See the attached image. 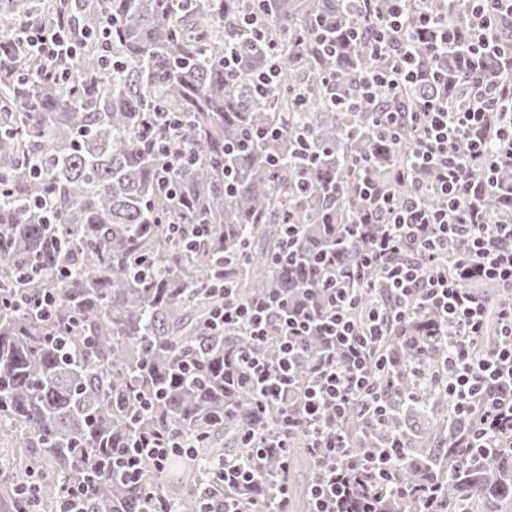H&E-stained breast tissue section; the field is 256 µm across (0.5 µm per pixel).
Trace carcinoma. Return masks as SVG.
Here are the masks:
<instances>
[{
    "instance_id": "carcinoma-1",
    "label": "carcinoma",
    "mask_w": 512,
    "mask_h": 512,
    "mask_svg": "<svg viewBox=\"0 0 512 512\" xmlns=\"http://www.w3.org/2000/svg\"><path fill=\"white\" fill-rule=\"evenodd\" d=\"M423 7L455 35L436 51L434 31L420 30L410 12L424 80L377 96L379 105L463 98L476 59L461 0ZM245 14L280 46L279 75L262 97L252 84L269 64L265 44L242 50L234 74L224 69V22ZM60 15L73 28L111 24L114 66L103 68L87 44L66 83L17 51L7 60L22 82L0 72V185L8 189L0 192V512H59L81 485L91 486L84 512H203L214 466L243 453L250 427L275 426L276 415L256 414L238 383V357L259 351L273 361L281 343L277 335L256 343L247 322L210 333L224 302L217 288L232 289L241 306L268 293L311 302L324 276L320 256L335 255L336 270L346 271L365 251L349 233L366 211L363 178L400 197L420 186L435 207L436 175L402 182L412 133L396 144L368 109L339 103L349 81L388 66L365 38L349 37L365 24L343 0H44L37 9L0 0L9 30ZM326 39L337 44L330 57L320 52ZM478 60L484 76L512 74L502 56ZM159 109L182 120L189 148L173 174L175 196L147 148ZM40 197L55 209H40ZM511 207L512 170L504 169L482 208ZM172 224L189 239L197 224L207 232L188 247ZM287 224L299 232L290 257ZM64 262L72 273L60 279ZM352 287L359 317L385 291L374 268ZM47 293L56 304L43 318L30 304ZM320 351L309 337L296 381L310 376ZM447 352L448 330L434 312L408 315L376 348L396 364L391 418L369 432L355 408L336 428L356 452L404 438L399 474L409 486L435 482L465 512H512V454L496 448L473 465L462 461L450 446L448 398L417 388L413 367L441 371ZM139 433H180L192 459L177 448L166 471L146 462L129 474L124 451ZM313 472L297 434L288 461L265 457L250 489L225 493L262 501L284 482L289 512H310Z\"/></svg>"
}]
</instances>
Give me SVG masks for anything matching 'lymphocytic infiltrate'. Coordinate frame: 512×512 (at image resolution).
I'll return each mask as SVG.
<instances>
[{
  "label": "lymphocytic infiltrate",
  "mask_w": 512,
  "mask_h": 512,
  "mask_svg": "<svg viewBox=\"0 0 512 512\" xmlns=\"http://www.w3.org/2000/svg\"><path fill=\"white\" fill-rule=\"evenodd\" d=\"M417 2L356 0L361 18L372 29L373 51L392 59L390 68L364 77V96L419 81L417 49L405 30L406 15ZM462 3L474 53L493 43L512 58V38L501 41L496 36L504 23L512 21V0ZM17 48L29 58L50 62L49 75L55 81H68L77 47L59 30L44 26L21 30ZM473 84L475 93L456 107L424 98L407 117L383 108L374 114V124L392 139H399L403 126L411 127L410 166L404 174L409 177L419 168H437L441 199L431 208L416 192L400 199L383 188L367 191L369 209L386 214L388 220L372 233L369 249L352 275L358 279L364 269L379 268L394 293L392 302L381 303L364 320H356V294L330 275L308 307L293 309L269 295L246 307L224 302L211 319L214 330L247 320L258 341L270 330L279 332L282 342L276 360L255 353L240 360L258 410L271 406L280 410L274 429L253 427L243 441L285 452L292 434H303L315 466L311 512H378V491L362 483L368 475L385 480L400 500L421 502L422 512H448L438 500L436 485L412 488L399 481L404 456L400 440L357 453L335 425L356 406L366 425L379 426L387 420L392 406L381 392L377 373L382 365L372 350L390 328L402 322L406 301L415 295L443 315L450 328L440 383L453 402L459 428L456 447L467 453L476 448L512 447V217L480 208L499 169L512 168V79L477 76ZM475 165L485 169L484 180L472 179L470 170ZM452 237L464 246L445 269L437 254ZM408 248L419 251V259L402 260L401 253ZM477 281L495 283L501 300L494 303L481 296L473 287ZM491 314L496 317L497 335L487 357L480 360L475 347ZM309 336L322 337L325 348L300 401L294 402L289 398L293 370L300 345Z\"/></svg>",
  "instance_id": "obj_1"
}]
</instances>
